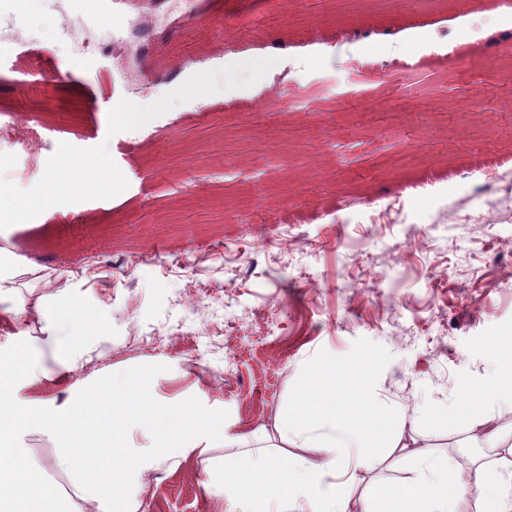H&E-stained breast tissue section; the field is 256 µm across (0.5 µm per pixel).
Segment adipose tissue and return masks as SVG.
I'll return each mask as SVG.
<instances>
[{
    "label": "adipose tissue",
    "instance_id": "ef3b65f1",
    "mask_svg": "<svg viewBox=\"0 0 512 512\" xmlns=\"http://www.w3.org/2000/svg\"><path fill=\"white\" fill-rule=\"evenodd\" d=\"M39 284L45 294L24 295L22 283ZM67 286L56 269L30 261L16 264L0 248V311H32L47 323L45 340L54 369L37 364L32 349L15 346L0 356V512H51L65 501V512H140L141 473L162 459L206 457L209 494L224 500V512H462L465 495L479 503L478 512H512V470L477 466L469 478L451 470L428 448L412 450L414 478H377L375 469L400 447L407 416L370 403L351 404V392L365 393L368 380L361 365L318 366L307 373L294 404L277 416L274 432L261 429L228 435L224 415L191 402L162 396L151 370L134 367L130 383L119 389L100 384L85 399L27 402L17 398V382L33 383L57 374L66 378L78 368L77 350L90 342L94 327L77 306L64 303ZM498 360L494 380L468 390L469 400L489 407L512 403V346L494 340ZM144 444H135L134 433ZM52 439L56 469L67 477L73 494L61 497L56 487L34 472L15 448L19 434ZM234 448L235 461L210 457L214 448ZM298 454L283 457L282 449ZM320 454L304 457V450ZM500 484L496 496L484 493Z\"/></svg>",
    "mask_w": 512,
    "mask_h": 512
}]
</instances>
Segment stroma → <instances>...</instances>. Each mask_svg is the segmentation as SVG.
<instances>
[{
    "instance_id": "stroma-1",
    "label": "stroma",
    "mask_w": 512,
    "mask_h": 512,
    "mask_svg": "<svg viewBox=\"0 0 512 512\" xmlns=\"http://www.w3.org/2000/svg\"><path fill=\"white\" fill-rule=\"evenodd\" d=\"M268 0H196L190 24H204L213 52L191 65L148 72L152 95L170 92L195 73L257 59L272 33L294 48L309 30L261 27L224 45L225 26L265 12ZM15 25L22 46L0 54V115L14 113L20 81L37 69L52 85L47 108L24 123L0 126V152L16 155L7 174L33 187L66 142L106 145L127 188L110 199L69 205L67 215L37 216L0 231V247L20 262L66 271L69 294L101 328L64 384L21 386L41 401L68 390L79 398L95 383L122 381L128 367L156 370L159 392L223 412L227 432L272 429L278 411L299 391L304 369L325 362L369 366V399L413 419L417 447L460 471L459 457L497 467L489 449H470L468 427L439 419L464 403L465 387L491 376V339L512 332V219L494 224L430 223L444 205L426 202L424 183H456L484 169L499 181L512 152L487 150L489 125L512 123L500 100L474 114L480 81L496 75L500 57L486 53L490 16L471 6L401 11L398 0H356L348 23H390L407 29L403 56L428 81L433 108L423 125L410 118L380 125L356 101L375 84L361 57L386 44L341 38L339 50L316 58L292 78L279 66L248 87L226 88L179 104L141 128L108 132L111 106L125 98L128 71L103 53L73 63L59 40L50 0H22ZM467 23L474 51L448 72L427 47L459 36ZM512 27V16L496 20ZM106 88L108 106L87 114L78 100ZM235 104L222 106L224 98ZM288 104L279 124L249 119L259 102ZM329 133L314 143V128ZM264 206L269 221L254 212ZM45 323L35 315L0 318V352L27 342L43 348ZM196 456L158 462L143 473L144 512H221L207 494Z\"/></svg>"
}]
</instances>
